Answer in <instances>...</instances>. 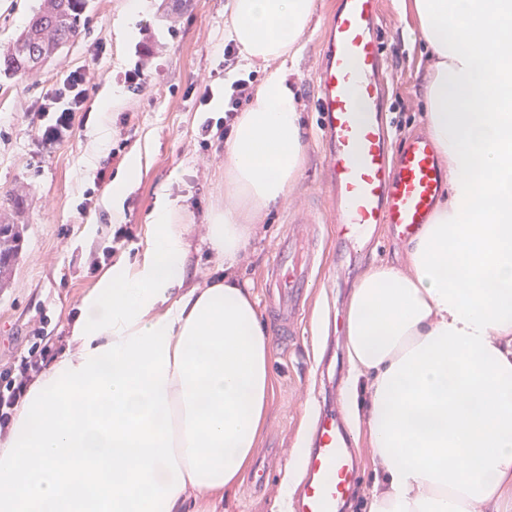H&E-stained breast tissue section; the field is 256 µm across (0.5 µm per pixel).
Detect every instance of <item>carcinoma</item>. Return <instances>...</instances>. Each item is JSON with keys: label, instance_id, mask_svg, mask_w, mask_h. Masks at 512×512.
Returning a JSON list of instances; mask_svg holds the SVG:
<instances>
[{"label": "carcinoma", "instance_id": "1", "mask_svg": "<svg viewBox=\"0 0 512 512\" xmlns=\"http://www.w3.org/2000/svg\"><path fill=\"white\" fill-rule=\"evenodd\" d=\"M84 7L85 0H45V6L33 15L11 45L4 59L5 70L14 75L38 70L78 34ZM20 239L15 225L0 224V270L8 268Z\"/></svg>", "mask_w": 512, "mask_h": 512}]
</instances>
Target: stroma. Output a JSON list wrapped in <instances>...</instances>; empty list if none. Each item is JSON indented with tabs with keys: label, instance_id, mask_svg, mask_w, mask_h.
<instances>
[{
	"label": "stroma",
	"instance_id": "stroma-1",
	"mask_svg": "<svg viewBox=\"0 0 512 512\" xmlns=\"http://www.w3.org/2000/svg\"><path fill=\"white\" fill-rule=\"evenodd\" d=\"M228 2L147 0L137 31L129 37L116 24L124 0H87L79 34L37 75L20 78L0 67V200L16 191L23 194L15 216L23 228L22 249L8 288L0 289V366L27 350L34 328H43L54 345H61L82 296L99 277L88 267L90 253L111 246L116 256L132 259L142 252L159 189H167L185 223L193 227L187 284L203 282L214 269L215 256L203 242L202 228L224 205V143L216 139L209 149H201L200 129L207 119L224 114L216 103L224 98L227 74L247 79L253 87L264 76L260 67L247 68L239 57L224 56ZM337 4L317 0L313 22L291 64L302 103L303 169L286 199L258 215L246 256L235 268L260 303L261 321L269 322L262 305L266 269L289 224L313 220L319 274L295 336L272 348L273 392L251 459L267 467L266 483L253 490L250 474H243L216 500L215 512H293L281 501V484L293 468L290 451L309 441L319 408L342 399L348 374L345 319L352 290L372 265L406 263L404 242L387 227H380L373 245L358 252L339 239L331 221L313 79ZM40 5L41 0H0V57ZM413 28L402 0H381L384 119L396 149L410 135L426 131L425 54ZM137 66L150 77L138 95L124 82L125 73ZM73 70L92 75L83 109L74 113L71 133L58 142L45 141L42 133L53 115L43 106ZM115 87L121 88V97L105 104ZM207 87L213 100L206 104L201 96ZM102 124L108 135L100 142L92 131ZM135 154L142 173L129 183L122 201L133 237L116 244L108 196ZM351 437L361 457V481L343 512H365L366 494L382 473L366 430H352Z\"/></svg>",
	"mask_w": 512,
	"mask_h": 512
}]
</instances>
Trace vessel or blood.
Masks as SVG:
<instances>
[{"instance_id":"obj_1","label":"vessel or blood","mask_w":512,"mask_h":512,"mask_svg":"<svg viewBox=\"0 0 512 512\" xmlns=\"http://www.w3.org/2000/svg\"><path fill=\"white\" fill-rule=\"evenodd\" d=\"M377 18L378 0H340L315 75L330 188L336 193L337 233L360 248L382 224L390 225L398 238H411L431 215L445 178L425 136L409 138L397 159L389 157L381 121L383 56ZM315 259L309 226L291 225L266 275V302L278 343H287L295 333ZM303 471L295 512H340L360 478V466L338 412L318 416Z\"/></svg>"}]
</instances>
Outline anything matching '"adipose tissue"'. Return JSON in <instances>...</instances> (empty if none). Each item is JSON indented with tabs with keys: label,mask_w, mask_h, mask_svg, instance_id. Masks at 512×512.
I'll return each mask as SVG.
<instances>
[{
	"label": "adipose tissue",
	"mask_w": 512,
	"mask_h": 512,
	"mask_svg": "<svg viewBox=\"0 0 512 512\" xmlns=\"http://www.w3.org/2000/svg\"><path fill=\"white\" fill-rule=\"evenodd\" d=\"M403 8L447 190L405 266L369 268L348 307L345 405L383 472L367 512H512V0ZM315 13L231 0L228 35L265 78L224 140V207L205 226L226 273L186 286L190 227L160 193L141 256L83 295L0 435V512H212L248 467L272 346L230 271L303 168L286 63Z\"/></svg>",
	"instance_id": "1"
}]
</instances>
